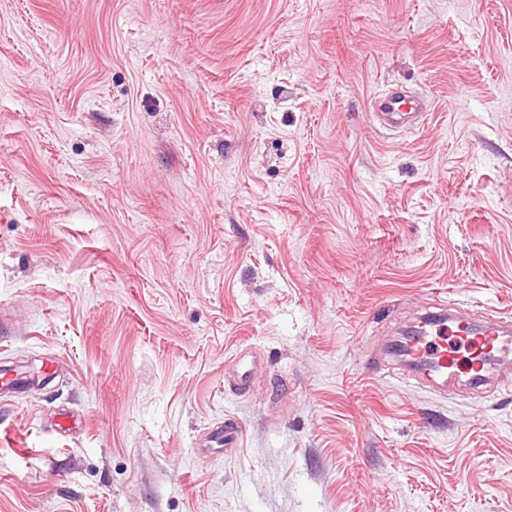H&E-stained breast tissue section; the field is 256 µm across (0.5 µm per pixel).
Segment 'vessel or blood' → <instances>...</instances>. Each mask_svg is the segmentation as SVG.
Masks as SVG:
<instances>
[{
	"instance_id": "obj_1",
	"label": "vessel or blood",
	"mask_w": 512,
	"mask_h": 512,
	"mask_svg": "<svg viewBox=\"0 0 512 512\" xmlns=\"http://www.w3.org/2000/svg\"><path fill=\"white\" fill-rule=\"evenodd\" d=\"M405 97L393 94L374 99L370 110L383 120L399 115ZM512 353V332L503 321L486 319L473 322L448 316L440 308L426 313L419 328L388 349V356L400 364L402 375L410 380H428L440 392L449 389L448 379L456 369H464L466 382L472 390L483 389L489 372L502 357ZM258 363L247 351L238 352L229 366V386L237 392L252 389L254 368ZM242 428L233 420L212 428L202 445L206 448H235L240 444Z\"/></svg>"
}]
</instances>
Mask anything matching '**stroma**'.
<instances>
[{
    "mask_svg": "<svg viewBox=\"0 0 512 512\" xmlns=\"http://www.w3.org/2000/svg\"><path fill=\"white\" fill-rule=\"evenodd\" d=\"M435 303L512 316V0H0V512H512V391L369 358ZM408 104L405 97L399 94H393L384 98H375L370 105V112L383 120L397 123L394 121L393 116H400L410 112H400L401 106ZM258 363L257 357L249 355L246 348L238 352L232 359L229 366V383L240 393H248L252 390L254 368ZM242 428L234 420L224 421V425L212 428L200 446L203 448H236L240 444Z\"/></svg>",
    "mask_w": 512,
    "mask_h": 512,
    "instance_id": "35a3bbf8",
    "label": "stroma"
}]
</instances>
